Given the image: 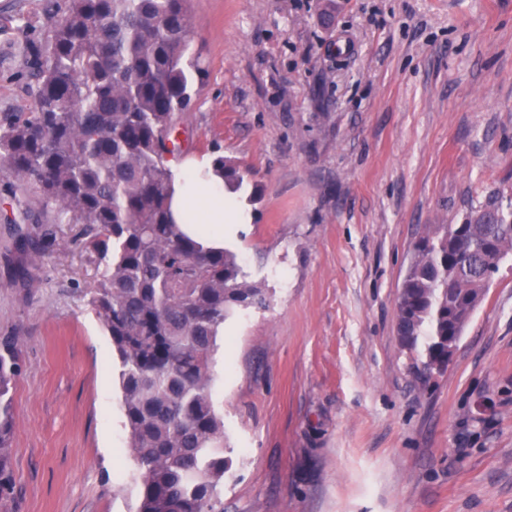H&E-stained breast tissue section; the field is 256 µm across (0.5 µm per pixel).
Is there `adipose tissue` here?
<instances>
[{
	"label": "adipose tissue",
	"instance_id": "adipose-tissue-1",
	"mask_svg": "<svg viewBox=\"0 0 512 512\" xmlns=\"http://www.w3.org/2000/svg\"><path fill=\"white\" fill-rule=\"evenodd\" d=\"M168 206L172 220L207 249H223L225 225L249 221L240 194L225 189L222 174L205 155L174 167Z\"/></svg>",
	"mask_w": 512,
	"mask_h": 512
}]
</instances>
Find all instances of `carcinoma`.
Wrapping results in <instances>:
<instances>
[{
  "instance_id": "1",
  "label": "carcinoma",
  "mask_w": 512,
  "mask_h": 512,
  "mask_svg": "<svg viewBox=\"0 0 512 512\" xmlns=\"http://www.w3.org/2000/svg\"><path fill=\"white\" fill-rule=\"evenodd\" d=\"M37 57L34 103L0 113V171L36 187L53 219L19 237L26 259L60 245L57 226L82 225L89 257L103 266L89 304L112 341L126 448L136 462L133 512H224L232 459L213 400L219 333L233 313L264 308L235 253L205 250L180 231L167 201L169 162L181 152L179 115L195 64L186 0H69ZM224 183L243 178L224 156ZM512 255V211L491 196L461 224L421 237L396 305L407 350L423 346V370L448 361L460 319L482 302ZM21 372L17 341L0 340V512H11V391Z\"/></svg>"
}]
</instances>
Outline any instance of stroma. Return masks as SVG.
<instances>
[{
    "instance_id": "1",
    "label": "stroma",
    "mask_w": 512,
    "mask_h": 512,
    "mask_svg": "<svg viewBox=\"0 0 512 512\" xmlns=\"http://www.w3.org/2000/svg\"><path fill=\"white\" fill-rule=\"evenodd\" d=\"M67 0H0V112H26ZM186 155L237 165L251 221L224 246L266 307L221 332L213 397L233 459L224 512H512V259L447 370L396 336L419 236L512 202V0H188ZM37 190L0 176V337L15 512H132L135 463L97 276L61 244L18 276Z\"/></svg>"
}]
</instances>
